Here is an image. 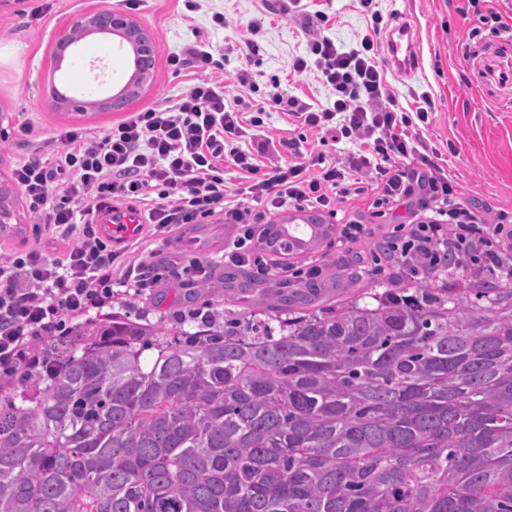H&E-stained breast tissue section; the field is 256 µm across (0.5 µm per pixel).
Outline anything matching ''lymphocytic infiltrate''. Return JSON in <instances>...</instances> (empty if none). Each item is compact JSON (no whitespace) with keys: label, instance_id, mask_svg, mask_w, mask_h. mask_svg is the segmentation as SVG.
<instances>
[{"label":"lymphocytic infiltrate","instance_id":"lymphocytic-infiltrate-1","mask_svg":"<svg viewBox=\"0 0 512 512\" xmlns=\"http://www.w3.org/2000/svg\"><path fill=\"white\" fill-rule=\"evenodd\" d=\"M236 50L233 44H188L168 57L174 71L195 76L174 105L130 113L92 142L82 129L66 130L59 137L63 151L56 168L33 160L15 169L31 213L68 247L56 259L29 250L0 263V379L40 374L45 361L39 348L65 339L66 315L90 311L111 296L115 256L91 225L76 222L102 201L147 202L151 234L160 238L223 213L225 223L237 229L228 260L257 263L252 244L263 216L226 203L222 163L227 159L244 180L245 194L268 211L307 207L334 218L337 203L368 193L373 206L408 208L403 234L389 244L393 259L427 262L442 252L481 257L491 271L502 268L499 254L487 245L500 235L512 241V211L499 209L490 217L459 200L441 153L411 129L413 121H427V109L410 114L400 106L372 35L344 50L321 29L309 32L307 53L296 57L292 68L316 73L330 92L329 105L269 95L302 128L353 144L339 161L302 150L297 141L292 161L270 165L261 161L268 140L241 148L258 120L240 101L226 99L224 60ZM409 158L416 166H406Z\"/></svg>","mask_w":512,"mask_h":512}]
</instances>
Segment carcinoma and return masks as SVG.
<instances>
[{"mask_svg": "<svg viewBox=\"0 0 512 512\" xmlns=\"http://www.w3.org/2000/svg\"><path fill=\"white\" fill-rule=\"evenodd\" d=\"M306 227L284 251L329 235ZM470 266L318 310L266 278V319L195 332L71 324L35 393L0 391V512H512V288L430 284Z\"/></svg>", "mask_w": 512, "mask_h": 512, "instance_id": "carcinoma-1", "label": "carcinoma"}]
</instances>
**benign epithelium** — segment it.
Segmentation results:
<instances>
[{"instance_id": "benign-epithelium-1", "label": "benign epithelium", "mask_w": 512, "mask_h": 512, "mask_svg": "<svg viewBox=\"0 0 512 512\" xmlns=\"http://www.w3.org/2000/svg\"><path fill=\"white\" fill-rule=\"evenodd\" d=\"M91 33L117 35L130 47L134 59V77L125 83L118 94L97 100L82 101L54 88L50 101L56 109L78 112L120 110L138 99L153 80L156 44L137 18L120 9L96 8L74 15L52 43L54 66L60 67L66 54L78 47L80 38ZM16 196L14 183L0 177V224H11L16 220Z\"/></svg>"}]
</instances>
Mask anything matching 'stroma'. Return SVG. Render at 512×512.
<instances>
[{
    "label": "stroma",
    "instance_id": "stroma-1",
    "mask_svg": "<svg viewBox=\"0 0 512 512\" xmlns=\"http://www.w3.org/2000/svg\"><path fill=\"white\" fill-rule=\"evenodd\" d=\"M136 14L154 36L157 46L153 86L131 104V111L175 101L192 84L190 72L174 73L167 65L169 55L187 44L203 40L214 44L252 36L257 46L251 57L233 53L224 61V84L228 97L244 96L262 106L263 123L258 136L272 139L279 160L288 161L289 139L298 137L300 127L287 115L265 102L272 88L323 105L328 91L313 75H294V56L307 50L306 28L315 12L327 16V33L338 46L354 45L360 36L378 26L387 31L401 21L416 25L421 34L420 62L411 73L387 69V80L399 102L415 111L429 101L431 114L423 135L431 147L442 152L447 168L458 185L462 200L477 198L491 209L512 210V87L498 82L500 71L512 64V37H502L480 26L474 16H462L460 0H311L307 14L290 18L281 14L279 0H199L196 10H187L180 0H138ZM47 5L46 14L31 17L35 4ZM121 9L125 0H17L0 9V176L12 178L19 164L28 160L54 162L60 149L58 137L72 127L103 134L125 117L124 112H61L49 103L50 87L78 98L105 97L117 93L133 68V57L119 48L116 36L93 34L82 40L61 68L50 61V47L71 15L89 6ZM222 13L224 26L212 16ZM380 20H373V13ZM260 21L256 34H248L252 21ZM254 74V90H242L232 80L241 66ZM346 216L360 213L372 233L351 244L362 269L353 271L336 257V238L328 236L316 249L304 254H272L254 243L262 265L237 269L230 283H223L224 252L199 256L183 247L178 238L153 244V263L161 279L151 291L134 294L114 286L112 312L150 322L171 320L191 309H230L244 316L254 312L256 283L265 274L277 273L288 265L290 283L307 280L308 271L319 267L335 285L319 299L333 305L357 296L382 291L391 275L380 242L398 235L405 221L404 208L373 211L366 200L342 203ZM16 227L0 232V260L29 249L50 257L58 252L39 228L24 196L16 198ZM197 260L207 269L205 278L183 275L174 279L171 261ZM221 283L219 293L209 284Z\"/></svg>",
    "mask_w": 512,
    "mask_h": 512
}]
</instances>
